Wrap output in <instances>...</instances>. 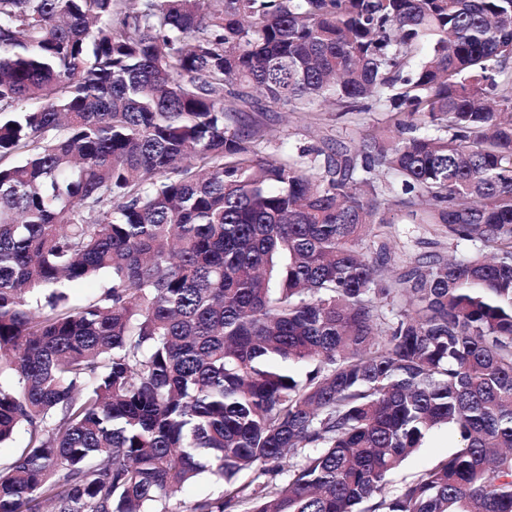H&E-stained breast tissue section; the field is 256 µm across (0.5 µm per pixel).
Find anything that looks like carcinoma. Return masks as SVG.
<instances>
[{"label": "carcinoma", "instance_id": "1", "mask_svg": "<svg viewBox=\"0 0 512 512\" xmlns=\"http://www.w3.org/2000/svg\"><path fill=\"white\" fill-rule=\"evenodd\" d=\"M4 372L0 512H512V0H0ZM265 112L264 120L274 130L276 145L283 141L285 150L297 153L301 149L326 150L336 147V141L360 138L382 119L381 112H363L336 119V112ZM399 225L400 235L398 238H395V242L393 243L394 251L399 257V263L405 259V254L409 252H423L426 251L425 248H421V245L415 246L414 241L416 238H426L430 237L428 233L425 232V228L421 224H397ZM412 240V241H411ZM455 444V436L450 430L445 428L433 433L428 443L412 455L402 469L392 476V488L399 486L404 479H409L415 473L447 457ZM214 491H217V487L210 484L206 480L193 483L185 487L181 492H178L173 498H171V500L169 501V510L170 512H181L182 510H184V502H187L196 495Z\"/></svg>", "mask_w": 512, "mask_h": 512}]
</instances>
